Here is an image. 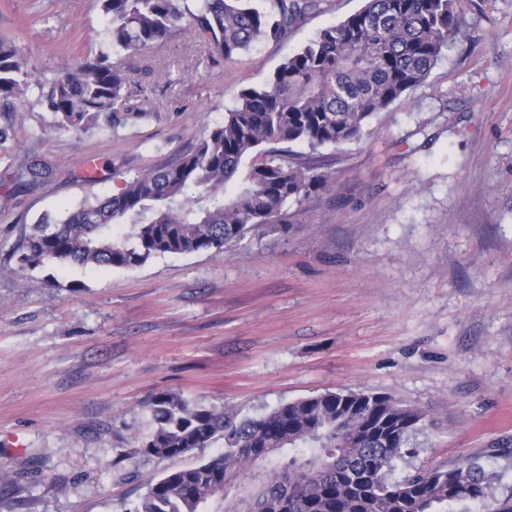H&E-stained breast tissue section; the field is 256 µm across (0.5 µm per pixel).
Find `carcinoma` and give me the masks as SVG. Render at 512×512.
<instances>
[{
    "mask_svg": "<svg viewBox=\"0 0 512 512\" xmlns=\"http://www.w3.org/2000/svg\"><path fill=\"white\" fill-rule=\"evenodd\" d=\"M107 21L104 46L47 79L14 41L0 37V100L37 88L55 126L79 138L116 130L149 113L129 106L131 84L116 57L132 56L187 31L211 61L231 60L260 42L282 39L323 0H95ZM463 33L455 0H364L288 56L258 87L242 89L224 120L201 132L170 166L123 179L118 193L85 199L60 217L45 213L11 248L15 273L49 264L134 268L165 254L222 253L255 229L285 233L288 205L330 187L320 168L291 161L293 148L316 151L358 139L377 112L418 87ZM15 111L0 143L25 129ZM37 164L11 173L13 190L45 182ZM151 456L179 459L184 448L224 440V451L167 471L133 512H203L216 496L238 505L224 486L240 481L268 512H441L450 503L484 501L493 476L475 461L392 478L425 427L424 413L370 391H328L288 401L258 417L193 406L162 395L149 404ZM288 460H282L283 454ZM288 470V486L260 480Z\"/></svg>",
    "mask_w": 512,
    "mask_h": 512,
    "instance_id": "obj_1",
    "label": "carcinoma"
}]
</instances>
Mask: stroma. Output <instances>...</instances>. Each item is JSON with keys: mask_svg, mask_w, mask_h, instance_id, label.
<instances>
[{"mask_svg": "<svg viewBox=\"0 0 512 512\" xmlns=\"http://www.w3.org/2000/svg\"><path fill=\"white\" fill-rule=\"evenodd\" d=\"M361 4L325 0L229 61H208L190 33L125 59L151 116L115 132L54 128L29 92L0 181L10 165L52 176L0 204V512H131L166 471L223 451L145 454L162 394L254 417L327 391L383 393L426 415L393 478L469 459L495 498L512 494V0H457L465 37L359 140L313 153L334 187L290 205L286 233L133 269L49 265L22 283L7 259L41 214L178 161L241 89ZM105 27L93 0H0V37L48 78Z\"/></svg>", "mask_w": 512, "mask_h": 512, "instance_id": "stroma-1", "label": "stroma"}]
</instances>
